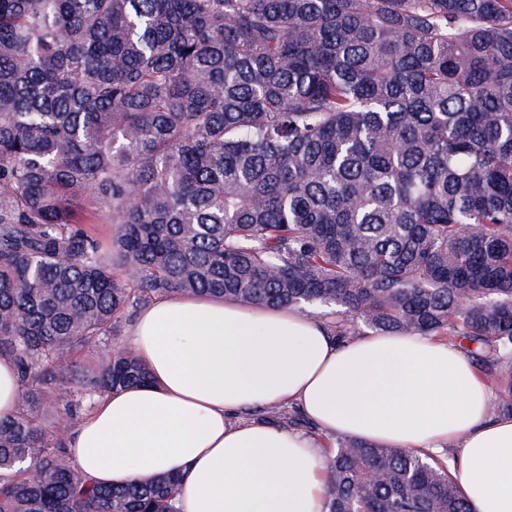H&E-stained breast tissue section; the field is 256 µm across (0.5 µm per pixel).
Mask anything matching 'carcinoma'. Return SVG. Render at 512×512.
Instances as JSON below:
<instances>
[{
  "label": "carcinoma",
  "mask_w": 512,
  "mask_h": 512,
  "mask_svg": "<svg viewBox=\"0 0 512 512\" xmlns=\"http://www.w3.org/2000/svg\"><path fill=\"white\" fill-rule=\"evenodd\" d=\"M198 295L440 337L512 414V0H0V512H175L66 448L148 380L121 317ZM325 444L327 512H470L443 459ZM19 386L14 364L7 356L0 357V418H10L16 413Z\"/></svg>",
  "instance_id": "cac0c4a2"
}]
</instances>
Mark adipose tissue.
I'll return each instance as SVG.
<instances>
[{
  "instance_id": "obj_1",
  "label": "adipose tissue",
  "mask_w": 512,
  "mask_h": 512,
  "mask_svg": "<svg viewBox=\"0 0 512 512\" xmlns=\"http://www.w3.org/2000/svg\"><path fill=\"white\" fill-rule=\"evenodd\" d=\"M129 344L149 382L100 397L67 440L99 485L173 473L178 512H326L319 442L250 415L290 404L326 434L454 448L471 512H512V416L491 414L462 349L401 333L340 343L320 319L209 296L155 300Z\"/></svg>"
}]
</instances>
